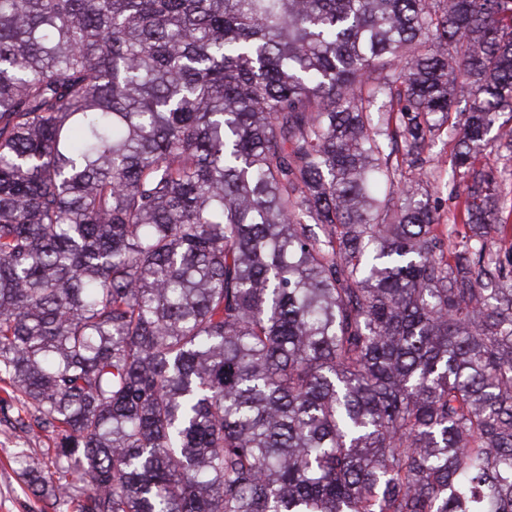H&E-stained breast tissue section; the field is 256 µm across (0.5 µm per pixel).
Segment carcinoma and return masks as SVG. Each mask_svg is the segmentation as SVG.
Segmentation results:
<instances>
[{"instance_id": "cac0c4a2", "label": "carcinoma", "mask_w": 512, "mask_h": 512, "mask_svg": "<svg viewBox=\"0 0 512 512\" xmlns=\"http://www.w3.org/2000/svg\"><path fill=\"white\" fill-rule=\"evenodd\" d=\"M464 107H459L460 102ZM512 0H0L1 404L79 512H512ZM458 135L446 251L420 192ZM489 167L495 177L500 188L506 193L512 191V157L495 158L492 154L490 157Z\"/></svg>"}]
</instances>
